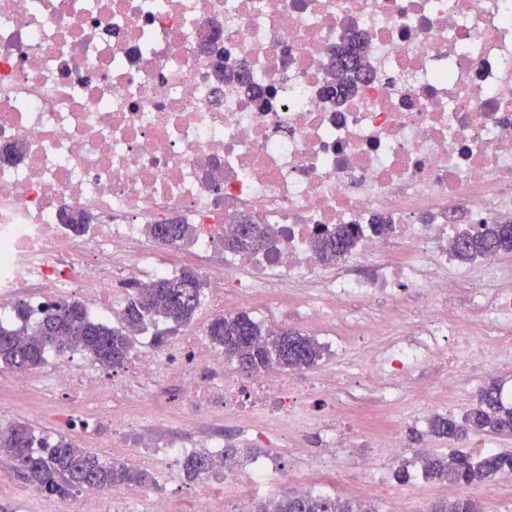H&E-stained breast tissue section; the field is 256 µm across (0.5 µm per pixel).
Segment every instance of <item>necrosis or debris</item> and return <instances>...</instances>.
Listing matches in <instances>:
<instances>
[{"mask_svg":"<svg viewBox=\"0 0 512 512\" xmlns=\"http://www.w3.org/2000/svg\"><path fill=\"white\" fill-rule=\"evenodd\" d=\"M348 30L368 69L338 102L328 62ZM15 146L19 158L0 157L2 325L11 301L37 316L50 293L116 319L128 283L176 274V253L143 233L175 216L197 228L210 316L314 282L310 316L341 312L385 336L354 368L369 395L355 421L376 439L375 404L421 374L451 400L474 364L512 366V269L494 255L463 268L452 250L458 208L488 222L512 212V0H0V150ZM243 216L273 228L274 246L211 262ZM380 217L390 234L375 232ZM338 224L359 237L330 265L311 238ZM407 287L421 302L387 338ZM462 290L493 346L474 348L449 316ZM216 358L195 334L141 351L118 380L59 360L57 421L133 398L160 417L219 398L226 418L293 447L310 394L346 387L339 374L307 393L285 377L200 378Z\"/></svg>","mask_w":512,"mask_h":512,"instance_id":"necrosis-or-debris-1","label":"necrosis or debris"}]
</instances>
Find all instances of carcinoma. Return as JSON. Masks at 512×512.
<instances>
[{
  "label": "carcinoma",
  "instance_id": "cac0c4a2",
  "mask_svg": "<svg viewBox=\"0 0 512 512\" xmlns=\"http://www.w3.org/2000/svg\"><path fill=\"white\" fill-rule=\"evenodd\" d=\"M364 47L356 36L346 38L331 57L335 82L326 92L336 100L347 98L356 88L364 71ZM152 239L168 246H184L195 237L190 224H149ZM357 229L339 224L333 231H319L312 237L313 249L327 262L344 257L354 247ZM459 240L465 242L455 249L462 262L486 255L512 253V220L482 221L471 226ZM271 243L266 226L252 224L245 218L232 224L224 235V247L238 253L258 251ZM132 293L123 309L122 321L109 325L93 319L79 302H48L43 305L38 323L30 322L26 304L14 308L12 323L0 325V365L18 372H27L43 365L46 354H64L79 350L107 368L122 366L130 356L135 336L155 328L154 341L162 346L169 333L190 322L202 303V280L197 272L180 274L129 284ZM170 327L161 329L159 323ZM207 336L224 357L234 360L249 374H260L270 368L303 370L315 365L324 355L318 340L299 330L262 327L245 312L224 314L208 325ZM429 432L438 438L459 440L469 433L512 435V406L504 405L499 388L491 384L481 391L479 403L462 421L436 415ZM37 438L24 422H16L0 434V455L10 458L16 470L40 490L67 498L82 489L125 490L140 487L152 480L149 470L114 460L106 462L97 454L80 446L71 436L59 433L48 448H35ZM422 471L429 478L445 480L463 487L488 486L497 475L512 471V452L488 451L479 459L464 452L449 456L427 453L419 457ZM187 478L216 475L211 455L190 453L183 459ZM252 512H376L364 501L341 499L321 493H289L277 499L274 510L260 505ZM431 512H478L477 503L467 496L441 504Z\"/></svg>",
  "mask_w": 512,
  "mask_h": 512
}]
</instances>
